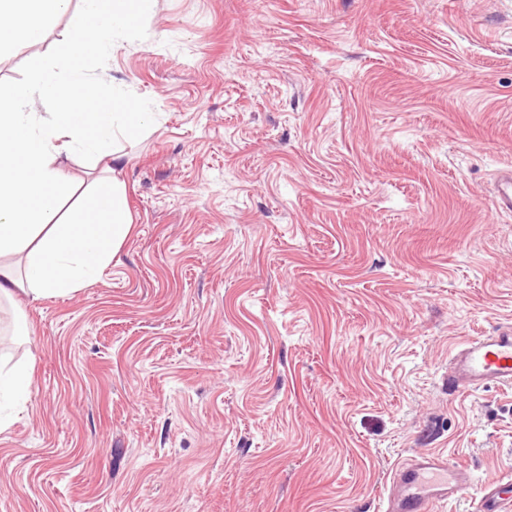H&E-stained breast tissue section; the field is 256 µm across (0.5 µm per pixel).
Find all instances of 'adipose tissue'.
Segmentation results:
<instances>
[{
	"label": "adipose tissue",
	"mask_w": 512,
	"mask_h": 512,
	"mask_svg": "<svg viewBox=\"0 0 512 512\" xmlns=\"http://www.w3.org/2000/svg\"><path fill=\"white\" fill-rule=\"evenodd\" d=\"M86 24L65 34L60 60L73 51L106 55L130 34L152 0H81ZM70 0H0V51H17L42 40L46 25L67 11ZM43 96L44 115L31 107ZM150 118L138 102L115 106L81 91L70 78L50 79L34 64L22 82H0V300L23 292L31 299L65 296L94 284L125 244L131 230L125 185L119 179L62 213L76 191L58 163L60 155L111 159L116 143L144 129ZM34 365L0 361V431L13 422L7 407L25 403Z\"/></svg>",
	"instance_id": "ef3b65f1"
}]
</instances>
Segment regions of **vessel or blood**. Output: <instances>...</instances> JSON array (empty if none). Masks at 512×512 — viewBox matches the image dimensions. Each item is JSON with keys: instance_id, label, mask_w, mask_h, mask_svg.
Segmentation results:
<instances>
[{"instance_id": "1", "label": "vessel or blood", "mask_w": 512, "mask_h": 512, "mask_svg": "<svg viewBox=\"0 0 512 512\" xmlns=\"http://www.w3.org/2000/svg\"><path fill=\"white\" fill-rule=\"evenodd\" d=\"M496 212H512V169L499 173L494 190ZM495 384L512 389V324L471 338L452 355L448 390ZM470 485L467 475L451 460L431 453L409 458L390 477L384 512H431ZM475 512H512V476L481 486Z\"/></svg>"}]
</instances>
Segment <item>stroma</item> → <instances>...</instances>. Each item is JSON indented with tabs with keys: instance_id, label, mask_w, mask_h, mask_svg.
I'll return each instance as SVG.
<instances>
[{
	"instance_id": "1",
	"label": "stroma",
	"mask_w": 512,
	"mask_h": 512,
	"mask_svg": "<svg viewBox=\"0 0 512 512\" xmlns=\"http://www.w3.org/2000/svg\"><path fill=\"white\" fill-rule=\"evenodd\" d=\"M81 64L152 120L112 264L0 339L35 364L0 512H382L419 452L512 474V391L446 380L512 323V0H154ZM492 202L495 212H512V169L502 171L497 176Z\"/></svg>"
}]
</instances>
